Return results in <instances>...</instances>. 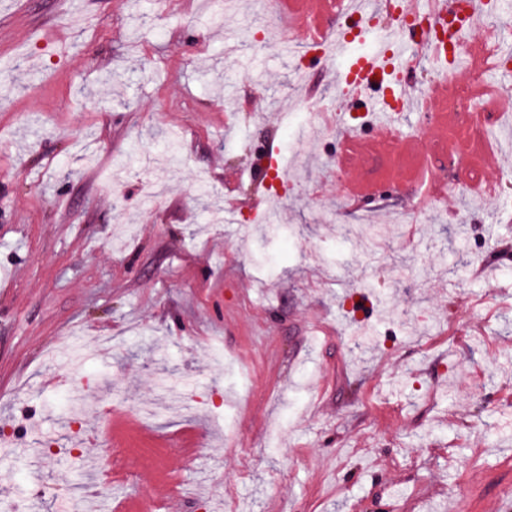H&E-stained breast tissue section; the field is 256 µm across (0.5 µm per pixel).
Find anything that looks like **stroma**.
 Instances as JSON below:
<instances>
[{"instance_id":"obj_1","label":"stroma","mask_w":512,"mask_h":512,"mask_svg":"<svg viewBox=\"0 0 512 512\" xmlns=\"http://www.w3.org/2000/svg\"><path fill=\"white\" fill-rule=\"evenodd\" d=\"M244 3L0 0V507L110 512L176 472L160 512H382L391 484L397 512H512V122L486 198L404 184L371 237L335 139L288 119L295 60L245 38L287 20ZM268 147L296 176L275 220L199 203L252 210ZM108 403L151 412L105 456ZM98 455L129 480L88 504Z\"/></svg>"}]
</instances>
